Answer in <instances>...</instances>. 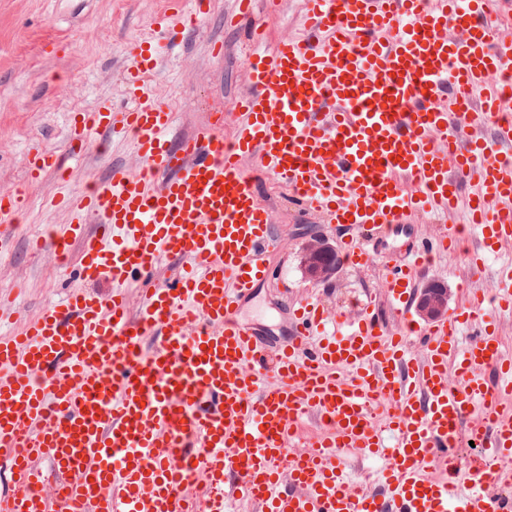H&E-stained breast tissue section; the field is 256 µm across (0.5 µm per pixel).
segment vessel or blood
Returning <instances> with one entry per match:
<instances>
[{"instance_id":"vessel-or-blood-1","label":"vessel or blood","mask_w":512,"mask_h":512,"mask_svg":"<svg viewBox=\"0 0 512 512\" xmlns=\"http://www.w3.org/2000/svg\"><path fill=\"white\" fill-rule=\"evenodd\" d=\"M281 5L265 0L258 22L255 0H235L227 19L250 23L232 138L215 114L172 145L174 114L146 82L157 34L182 40L212 0H170L152 21L129 104L76 113L70 151L128 135L142 166L63 194L66 231L33 242L60 258L78 248L85 283L0 336V512H225L232 496L257 512H512L488 489L512 485V356L497 329L512 314V263L491 304L425 326L411 311L416 273L455 254L462 229L479 243L466 256L476 274L512 243V89L492 80L512 63V0H309L301 35L268 49ZM487 126L492 138L479 137ZM57 167L40 149L27 177ZM261 176L324 223L358 228L339 251L355 265L372 258L363 238L403 230L412 213L466 223L385 263L396 323L368 300L336 335L308 304L272 346L238 318L274 273ZM22 205L0 196V246ZM170 259L181 271L131 304L134 278ZM100 279L111 293L92 289ZM462 325L476 329L466 344ZM309 417L321 431L291 451ZM353 453L389 457L382 491L354 487L342 465ZM45 460L62 493L46 492Z\"/></svg>"}]
</instances>
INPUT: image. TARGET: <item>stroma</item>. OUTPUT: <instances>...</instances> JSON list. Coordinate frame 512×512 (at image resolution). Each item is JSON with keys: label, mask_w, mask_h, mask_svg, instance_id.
<instances>
[{"label": "stroma", "mask_w": 512, "mask_h": 512, "mask_svg": "<svg viewBox=\"0 0 512 512\" xmlns=\"http://www.w3.org/2000/svg\"><path fill=\"white\" fill-rule=\"evenodd\" d=\"M166 0H0V191L25 194L22 222L9 245L0 250V292L12 295L16 312L5 331L18 329L48 302L61 299L77 273V254L61 261L54 255L31 253L28 241L47 228L60 229L68 216L44 200L55 194L54 175L28 182L29 152L50 149L71 170V190L108 180L113 169H135L139 160L129 142L103 133L90 139L79 160L65 153L70 117L93 110L102 99L120 98L122 72L137 39ZM232 0H213L201 30L164 51L150 76L158 101L174 114V138L192 133L209 115L225 113L224 132L232 134L228 115L233 101L247 87L244 57L248 43L241 31L224 27ZM224 45L222 57H212L211 43ZM262 202L275 203L274 231L280 249L272 258L273 280L257 289L240 309L243 322L272 342L287 340L289 308L298 299L319 297L330 314L355 316V302L367 294L378 299L385 320L392 310L385 297L379 259L364 266L339 267L330 279L313 284L305 268L306 248L316 237L339 244L350 231L319 223L299 212L288 192L271 180L258 182ZM448 289V304L484 295L493 268L471 275L463 257L439 259L430 273Z\"/></svg>", "instance_id": "obj_1"}]
</instances>
